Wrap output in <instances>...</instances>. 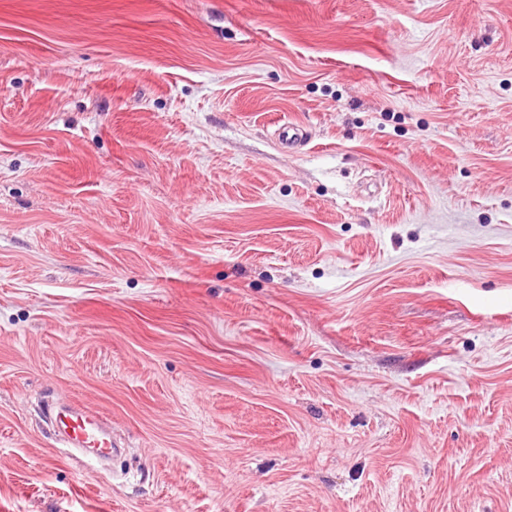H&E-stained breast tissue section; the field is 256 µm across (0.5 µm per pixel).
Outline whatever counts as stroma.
I'll list each match as a JSON object with an SVG mask.
<instances>
[{
    "instance_id": "obj_1",
    "label": "stroma",
    "mask_w": 512,
    "mask_h": 512,
    "mask_svg": "<svg viewBox=\"0 0 512 512\" xmlns=\"http://www.w3.org/2000/svg\"><path fill=\"white\" fill-rule=\"evenodd\" d=\"M0 512H512V0H0ZM51 425L58 435L71 447L77 448L75 457L82 465L85 457L104 454L118 445L109 435L107 424L97 410L86 405H74L72 408L53 411L50 415Z\"/></svg>"
}]
</instances>
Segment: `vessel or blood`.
Masks as SVG:
<instances>
[{
    "label": "vessel or blood",
    "mask_w": 512,
    "mask_h": 512,
    "mask_svg": "<svg viewBox=\"0 0 512 512\" xmlns=\"http://www.w3.org/2000/svg\"><path fill=\"white\" fill-rule=\"evenodd\" d=\"M50 422L54 431L77 449V461L106 453L113 446L106 422L92 407L76 405L58 410L51 413Z\"/></svg>",
    "instance_id": "b4317fda"
}]
</instances>
